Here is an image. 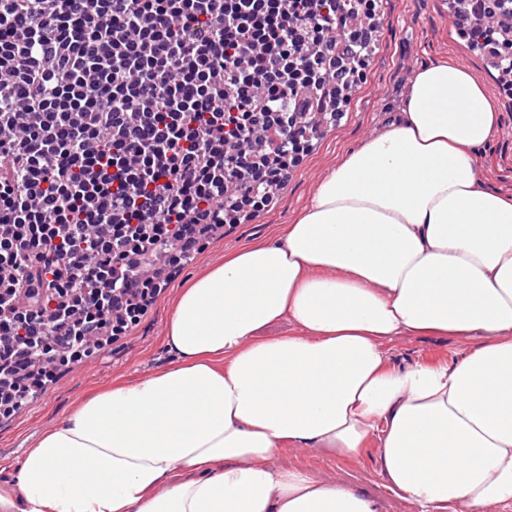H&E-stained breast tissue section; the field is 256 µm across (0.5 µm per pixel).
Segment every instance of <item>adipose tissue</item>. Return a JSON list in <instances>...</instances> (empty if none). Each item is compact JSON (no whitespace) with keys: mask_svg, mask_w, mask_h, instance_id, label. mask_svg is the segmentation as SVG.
<instances>
[{"mask_svg":"<svg viewBox=\"0 0 512 512\" xmlns=\"http://www.w3.org/2000/svg\"><path fill=\"white\" fill-rule=\"evenodd\" d=\"M498 123L469 70L420 67L393 122L324 178L278 242L173 303V366L95 394L22 457L0 512H377L271 463L375 445L422 512L512 501V201L476 155ZM289 319L288 334H271ZM401 336L471 343L391 364Z\"/></svg>","mask_w":512,"mask_h":512,"instance_id":"adipose-tissue-1","label":"adipose tissue"}]
</instances>
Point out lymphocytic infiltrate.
Masks as SVG:
<instances>
[{
	"mask_svg": "<svg viewBox=\"0 0 512 512\" xmlns=\"http://www.w3.org/2000/svg\"><path fill=\"white\" fill-rule=\"evenodd\" d=\"M457 31L498 0H449ZM376 0H0V417L129 336L222 224L341 118ZM166 250L163 272L148 257Z\"/></svg>",
	"mask_w": 512,
	"mask_h": 512,
	"instance_id": "1",
	"label": "lymphocytic infiltrate"
}]
</instances>
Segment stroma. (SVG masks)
<instances>
[{"instance_id": "obj_1", "label": "stroma", "mask_w": 512, "mask_h": 512, "mask_svg": "<svg viewBox=\"0 0 512 512\" xmlns=\"http://www.w3.org/2000/svg\"><path fill=\"white\" fill-rule=\"evenodd\" d=\"M380 28L376 54L356 87L345 117L314 142L312 151L282 186L274 205L253 221L225 228L204 246L180 277L166 288L134 327L130 337L115 341L97 358L63 372L40 397L16 416L0 422V484L13 482L24 453L45 431L71 415L95 391L159 371L175 360L163 342L171 305L188 282L225 254L269 237L291 224L310 203L321 180L352 149L370 139L391 118L403 99L413 72L442 62L469 69L484 85L486 98L499 117L488 145L478 153L483 185L512 198V103L499 96L502 79L484 51L459 37L448 19V0H379ZM391 363L460 361L468 344L448 336H403L387 346ZM277 466H297L313 478L343 480L373 500L378 512H392L395 497L383 474L376 448L346 459L320 448H283Z\"/></svg>"}]
</instances>
